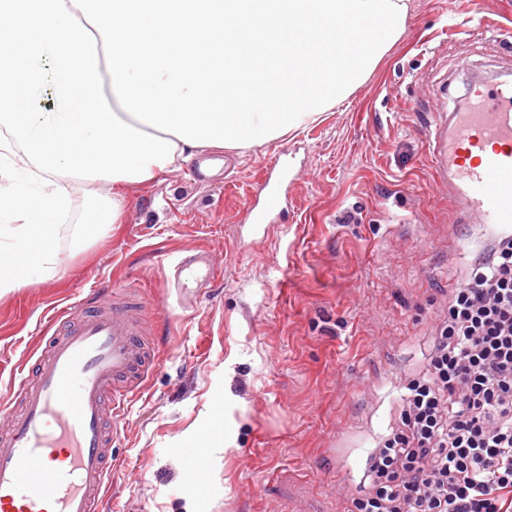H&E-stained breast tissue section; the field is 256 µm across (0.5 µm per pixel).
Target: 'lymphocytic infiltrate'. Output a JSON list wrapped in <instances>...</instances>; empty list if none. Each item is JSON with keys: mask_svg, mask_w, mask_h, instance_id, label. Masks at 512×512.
Instances as JSON below:
<instances>
[{"mask_svg": "<svg viewBox=\"0 0 512 512\" xmlns=\"http://www.w3.org/2000/svg\"><path fill=\"white\" fill-rule=\"evenodd\" d=\"M357 512H512V238L448 293Z\"/></svg>", "mask_w": 512, "mask_h": 512, "instance_id": "f902f5d3", "label": "lymphocytic infiltrate"}]
</instances>
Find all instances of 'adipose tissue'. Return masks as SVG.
<instances>
[{
    "label": "adipose tissue",
    "instance_id": "ef3b65f1",
    "mask_svg": "<svg viewBox=\"0 0 512 512\" xmlns=\"http://www.w3.org/2000/svg\"><path fill=\"white\" fill-rule=\"evenodd\" d=\"M409 0H0V297L121 223L197 150L318 121L400 37ZM51 83L56 109L33 111Z\"/></svg>",
    "mask_w": 512,
    "mask_h": 512
}]
</instances>
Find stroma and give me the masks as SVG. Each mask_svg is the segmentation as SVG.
Here are the masks:
<instances>
[{"mask_svg": "<svg viewBox=\"0 0 512 512\" xmlns=\"http://www.w3.org/2000/svg\"><path fill=\"white\" fill-rule=\"evenodd\" d=\"M501 75L512 81V0H410L398 41L322 120L245 151L201 150L132 186L123 223L84 251L61 238L55 278L0 298V381L82 290L131 285L164 333L113 450L111 505L352 512L450 283L486 258L466 224L464 259L448 257L454 209L425 127L467 83ZM279 152L288 211L252 226L241 201ZM199 251L216 271L207 290L172 288L173 261Z\"/></svg>", "mask_w": 512, "mask_h": 512, "instance_id": "1", "label": "stroma"}]
</instances>
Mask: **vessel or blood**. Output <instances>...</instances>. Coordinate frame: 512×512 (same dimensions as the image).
<instances>
[{
    "mask_svg": "<svg viewBox=\"0 0 512 512\" xmlns=\"http://www.w3.org/2000/svg\"><path fill=\"white\" fill-rule=\"evenodd\" d=\"M470 105L435 113L430 160L456 209L482 226L512 229V83H478ZM280 156L262 167L244 200L254 223L288 205ZM142 306L128 286L91 291L65 309L31 372L0 417V512H100L112 449L156 356Z\"/></svg>",
    "mask_w": 512,
    "mask_h": 512,
    "instance_id": "obj_1",
    "label": "vessel or blood"
}]
</instances>
